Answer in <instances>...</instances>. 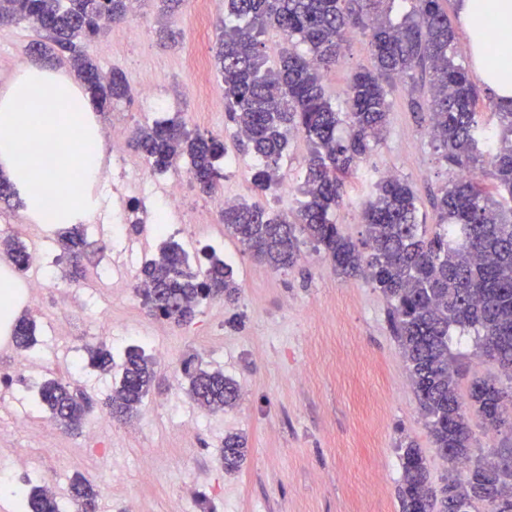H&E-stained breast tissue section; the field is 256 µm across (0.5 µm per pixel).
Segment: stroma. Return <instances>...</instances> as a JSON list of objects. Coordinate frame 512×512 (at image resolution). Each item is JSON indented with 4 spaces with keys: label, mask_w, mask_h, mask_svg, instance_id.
<instances>
[{
    "label": "stroma",
    "mask_w": 512,
    "mask_h": 512,
    "mask_svg": "<svg viewBox=\"0 0 512 512\" xmlns=\"http://www.w3.org/2000/svg\"><path fill=\"white\" fill-rule=\"evenodd\" d=\"M224 0H181L172 13L157 0H141L127 26L140 29L128 41L105 31L89 53L102 71L123 70L132 88L128 100L95 112L98 125L130 122L138 127L174 118L193 132L223 140L237 167H223L217 195L187 186L189 205L208 211L205 224H179L174 238L198 259L214 248L229 260L242 289L230 306L216 300L198 307L193 321L175 327L151 316L134 289L106 287L97 259L66 287L46 289L40 308L20 302L15 314L36 324L28 351L33 366L14 370L15 350L0 339V512H20L19 492L47 483L58 488L62 512H76L69 499L71 478L82 475L99 490L98 512H126L138 499L142 512H199L207 497L215 512H401L400 443L411 442L426 457L432 481L448 469L436 454L401 348L388 323V302L361 277L337 275L332 263L308 243L288 271L259 262L231 237L221 221L222 198L259 202L287 212L296 193L257 195L251 184L253 158L240 151L224 112V90L214 55ZM163 26L180 31L178 44L158 41ZM36 33L27 23L0 26V91L31 57ZM372 63L366 39L353 35L343 58L323 84L333 106H346L349 77ZM151 85L166 109L155 110L142 93ZM410 86L395 82L381 143L361 160L345 183L344 200L333 213L353 240H362L364 204L383 174L406 180L425 224L436 221L433 198L454 176L427 134L424 113L412 111ZM47 241L34 238L25 208L0 203V237L21 241L58 273L68 263L50 225ZM104 342L114 350L142 347L163 352L155 388L140 411L116 419L105 406L117 380L86 367L85 346ZM199 356L205 367L223 370L237 382L241 398L218 413L200 409L180 375L181 363ZM48 379L77 381L93 400L82 430L41 431L45 420L36 401ZM98 439H89L93 428ZM238 433L248 455L234 472L217 458L224 437ZM29 449L26 463L15 451Z\"/></svg>",
    "instance_id": "stroma-1"
}]
</instances>
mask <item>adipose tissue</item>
Instances as JSON below:
<instances>
[{"label": "adipose tissue", "mask_w": 512, "mask_h": 512, "mask_svg": "<svg viewBox=\"0 0 512 512\" xmlns=\"http://www.w3.org/2000/svg\"><path fill=\"white\" fill-rule=\"evenodd\" d=\"M458 18L467 38L476 79L495 103L512 109V0H458ZM493 18L500 39L492 52L484 21ZM89 95L61 71L40 63L23 65L0 95V169L40 224L95 220L99 202L86 189L101 176V136ZM46 115L41 152L29 132L32 117Z\"/></svg>", "instance_id": "adipose-tissue-1"}]
</instances>
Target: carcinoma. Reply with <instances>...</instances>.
Here are the masks:
<instances>
[{
    "instance_id": "cac0c4a2",
    "label": "carcinoma",
    "mask_w": 512,
    "mask_h": 512,
    "mask_svg": "<svg viewBox=\"0 0 512 512\" xmlns=\"http://www.w3.org/2000/svg\"><path fill=\"white\" fill-rule=\"evenodd\" d=\"M396 0H224L228 17L215 53V68L224 87L228 119L244 133L243 151L259 162L252 182L259 194L275 190L289 137L302 136L310 146L302 200L293 215L253 203L224 206V226L254 257L275 268L290 269L298 261L301 240L321 250L336 273L363 277L388 299L390 326L402 349L415 392L439 457L449 464L443 485L430 481L427 459L412 443L400 446L402 512H474L483 504L490 512H512V444L488 464L472 453L474 436L466 408L486 428L500 431L509 419L512 398V208L487 195L476 179L456 177L435 198L436 224L430 231L419 222L416 197L397 176L375 184L364 209L366 236L355 242L332 219L343 199L344 177L378 145L388 123L389 88L395 80H414L422 71L428 88L424 101L410 107L425 112L428 134L442 158L457 169L472 168L493 178L499 194L512 198V110L495 108L497 127L488 130L477 119L478 91L468 70L455 59V33L442 0H411L401 20L393 22ZM128 0H0V24L27 22L41 32L29 49L50 63L69 54L85 91L101 108L130 98L126 76L102 73L87 48L101 30V21L122 22ZM279 31L288 42L307 46L308 54L281 51L276 67L267 66L261 36ZM367 39L373 67L353 73L347 89V110L340 112L326 96L324 74L339 62L348 38ZM152 169L165 173L188 161L201 192H214L222 179L224 143L213 135L193 134L176 120L141 127L133 136ZM74 269L92 246L80 224L60 239ZM4 251L22 270L30 260L26 246L6 240ZM207 265L191 269L189 254L166 241L147 259L138 279L141 296L153 314L176 325L193 319L196 309L222 299L235 303L241 288L232 265L204 251ZM472 331L480 352L494 361L499 378H476L468 386L469 405L462 402L463 364L448 345L450 331ZM35 322L16 320L12 342L26 351L36 342ZM88 366L102 373L118 370L107 407L114 416L140 410L155 380V361L140 346H130L117 363L112 348L86 347ZM188 392L211 413L232 407L239 399L237 383L220 370L205 369L197 357L181 364ZM40 407L57 424L77 429L89 409L88 398L57 380L46 381ZM247 453L239 434L224 437L220 460L224 470L239 468ZM98 492L77 477L70 500L77 512L96 508ZM28 512H61L55 497L42 488L29 495Z\"/></svg>"
}]
</instances>
